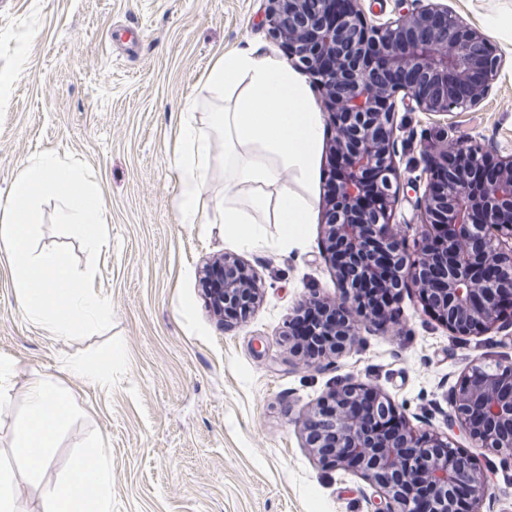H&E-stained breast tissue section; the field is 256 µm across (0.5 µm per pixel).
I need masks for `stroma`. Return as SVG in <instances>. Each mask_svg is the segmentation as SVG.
<instances>
[{
	"label": "stroma",
	"instance_id": "35a3bbf8",
	"mask_svg": "<svg viewBox=\"0 0 512 512\" xmlns=\"http://www.w3.org/2000/svg\"><path fill=\"white\" fill-rule=\"evenodd\" d=\"M502 55L487 98L447 120L400 108L396 161L403 181L425 177V146L440 131L512 155V0H444ZM263 0H0V72L18 71L0 106V204L33 154H74L92 168L109 246L93 282L113 324L81 340L61 338L21 312L8 253L0 248V361L21 373L0 411V457L29 380L59 387L74 419L40 476L19 475L28 512L68 471L89 439L112 472V512H371L374 490L359 475L328 468L305 441L302 419L336 383L352 377L388 394L417 427L448 432L455 447L491 464L479 512H512V468L489 448L449 432L448 390L476 360L512 362V340L493 331L458 338L427 315L414 289L395 319L362 329L348 354L304 365L288 321L307 297L336 298L324 259L322 194L328 148L320 146L306 187L313 222L298 241L261 225L239 243L224 222V153L216 151L187 224L175 206L181 172L178 129L187 105L209 126L224 94L207 74L247 45L286 61L262 22ZM231 254L256 273L260 300L245 320L220 321L200 282L206 261ZM112 354V380L87 384L67 362Z\"/></svg>",
	"mask_w": 512,
	"mask_h": 512
}]
</instances>
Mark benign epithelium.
I'll return each mask as SVG.
<instances>
[{
	"mask_svg": "<svg viewBox=\"0 0 512 512\" xmlns=\"http://www.w3.org/2000/svg\"><path fill=\"white\" fill-rule=\"evenodd\" d=\"M264 20L288 59L324 93L333 130L324 192L325 259L341 288L327 309L350 318L320 353L340 357L361 329L388 320L357 305L359 288L384 284L398 298L415 288L425 312L458 336L512 325V157L456 139L430 161L417 198L421 223L414 251L391 223L404 186L394 162L397 103L445 116L473 109L489 93L501 55L480 30L441 0L401 9L385 21L363 0H264ZM208 306L231 301L248 316L258 298L254 274L224 256L205 268ZM512 366L476 364L448 393L447 425L497 452L512 466ZM307 442L320 462L363 477L372 512H455L463 489L478 512L488 477L478 460L450 449L448 436L412 428L393 401L351 378L305 417Z\"/></svg>",
	"mask_w": 512,
	"mask_h": 512,
	"instance_id": "7a95c632",
	"label": "benign epithelium"
}]
</instances>
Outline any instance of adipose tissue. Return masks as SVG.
<instances>
[{
    "mask_svg": "<svg viewBox=\"0 0 512 512\" xmlns=\"http://www.w3.org/2000/svg\"><path fill=\"white\" fill-rule=\"evenodd\" d=\"M210 86L224 92V105L211 128L199 126L185 109L179 135L184 151L175 164L182 172L177 208L184 221L199 223V199L209 176L212 144L224 143V188L245 192L240 206H225L224 221L244 244H255L258 216H271L281 238L296 240L312 221V204L300 187L321 141L322 118L304 80L292 69L261 56L252 47L225 53L211 68ZM291 173L296 188L281 184ZM74 415L68 397L55 385L30 380L24 414L16 421L13 463L0 462V512H25L16 492L15 465L33 476L50 463L58 434ZM111 476L104 452L87 442L68 475L42 489L43 512H110Z\"/></svg>",
    "mask_w": 512,
    "mask_h": 512,
    "instance_id": "ef3b65f1",
    "label": "adipose tissue"
}]
</instances>
